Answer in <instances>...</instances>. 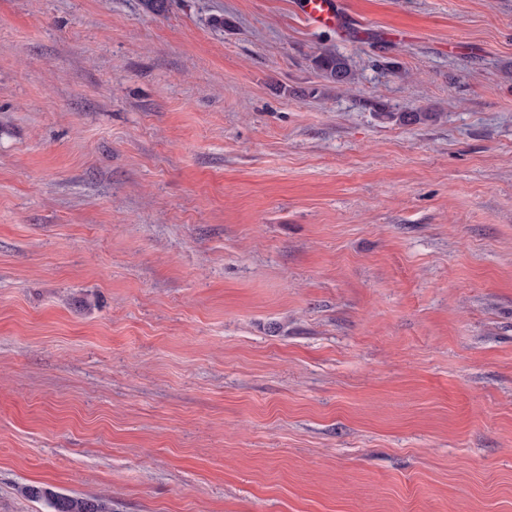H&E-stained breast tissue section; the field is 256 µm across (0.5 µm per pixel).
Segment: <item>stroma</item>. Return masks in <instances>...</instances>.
<instances>
[{"instance_id": "stroma-1", "label": "stroma", "mask_w": 512, "mask_h": 512, "mask_svg": "<svg viewBox=\"0 0 512 512\" xmlns=\"http://www.w3.org/2000/svg\"><path fill=\"white\" fill-rule=\"evenodd\" d=\"M341 3L0 0V512H512V0ZM300 10L318 27L343 31L348 24L340 0H300ZM315 69L320 76L336 87L348 85L354 79L349 59L331 50H323L313 60ZM377 115L379 118L403 125L421 124L436 120L437 115L434 112H425L422 110L415 112H393L386 109L384 105L378 107ZM20 492L29 499L45 502L49 512H112V501L104 498L71 496L38 485H26Z\"/></svg>"}]
</instances>
